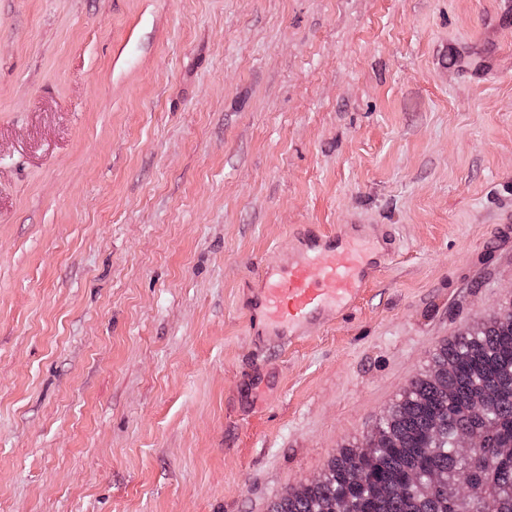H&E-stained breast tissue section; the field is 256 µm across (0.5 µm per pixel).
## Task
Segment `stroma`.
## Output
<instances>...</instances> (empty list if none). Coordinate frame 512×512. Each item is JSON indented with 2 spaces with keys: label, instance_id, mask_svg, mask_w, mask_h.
Returning a JSON list of instances; mask_svg holds the SVG:
<instances>
[{
  "label": "stroma",
  "instance_id": "35a3bbf8",
  "mask_svg": "<svg viewBox=\"0 0 512 512\" xmlns=\"http://www.w3.org/2000/svg\"><path fill=\"white\" fill-rule=\"evenodd\" d=\"M512 0H0V512H270L512 304ZM378 277L260 341L304 225Z\"/></svg>",
  "mask_w": 512,
  "mask_h": 512
}]
</instances>
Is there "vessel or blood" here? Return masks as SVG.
Instances as JSON below:
<instances>
[{
    "instance_id": "b4317fda",
    "label": "vessel or blood",
    "mask_w": 512,
    "mask_h": 512,
    "mask_svg": "<svg viewBox=\"0 0 512 512\" xmlns=\"http://www.w3.org/2000/svg\"><path fill=\"white\" fill-rule=\"evenodd\" d=\"M377 266L345 237L300 232L287 263L264 268L250 324L259 334L295 336L326 323L336 306L357 297Z\"/></svg>"
}]
</instances>
